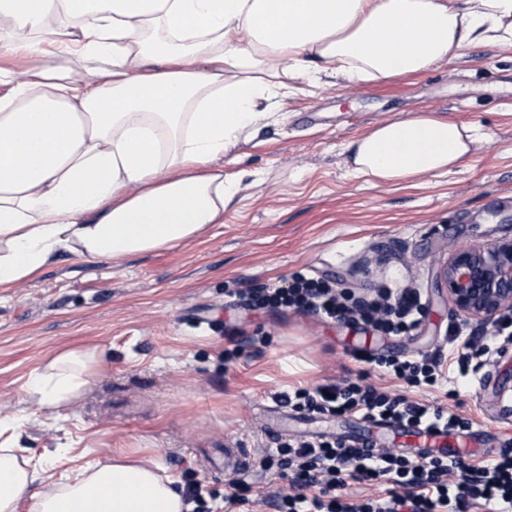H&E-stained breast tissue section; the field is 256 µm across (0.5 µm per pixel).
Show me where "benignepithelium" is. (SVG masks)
<instances>
[{
  "label": "benign epithelium",
  "instance_id": "1",
  "mask_svg": "<svg viewBox=\"0 0 512 512\" xmlns=\"http://www.w3.org/2000/svg\"><path fill=\"white\" fill-rule=\"evenodd\" d=\"M439 280L457 317L500 323L512 315V239L449 249Z\"/></svg>",
  "mask_w": 512,
  "mask_h": 512
}]
</instances>
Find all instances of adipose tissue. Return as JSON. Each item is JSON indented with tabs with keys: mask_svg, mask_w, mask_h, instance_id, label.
I'll list each match as a JSON object with an SVG mask.
<instances>
[{
	"mask_svg": "<svg viewBox=\"0 0 512 512\" xmlns=\"http://www.w3.org/2000/svg\"><path fill=\"white\" fill-rule=\"evenodd\" d=\"M0 285L59 254L172 249L224 221L240 184L219 160L300 78L415 74L512 42V0H0ZM57 45L58 65L46 64ZM476 130L423 112L349 144L386 183L446 172ZM101 365L64 349L28 379L54 408ZM50 458L0 442V512H183L176 480L119 455L30 485Z\"/></svg>",
	"mask_w": 512,
	"mask_h": 512,
	"instance_id": "1",
	"label": "adipose tissue"
}]
</instances>
